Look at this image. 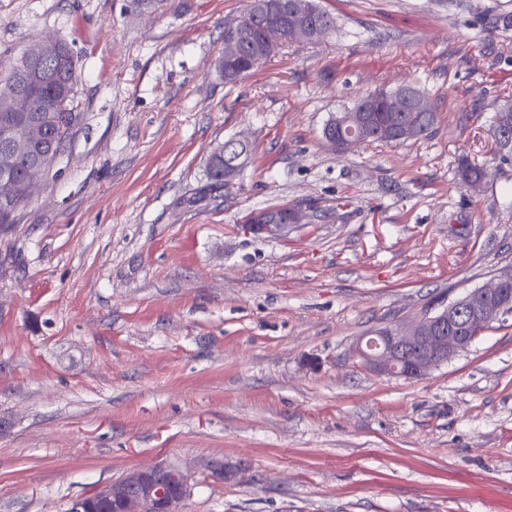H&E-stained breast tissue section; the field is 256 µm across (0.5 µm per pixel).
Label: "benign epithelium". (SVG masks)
Wrapping results in <instances>:
<instances>
[{
  "label": "benign epithelium",
  "instance_id": "1",
  "mask_svg": "<svg viewBox=\"0 0 512 512\" xmlns=\"http://www.w3.org/2000/svg\"><path fill=\"white\" fill-rule=\"evenodd\" d=\"M395 99L411 104L413 112L431 108L412 85L404 84ZM512 104L503 102L496 116L501 151L512 152V136L506 118ZM57 155L44 150L33 159L25 178L26 193H31L38 177L54 165ZM288 215L255 212L241 229L254 235H278L288 228ZM512 283V271L502 273L490 283L475 288L451 302L448 307L425 315L406 326H393L375 332L358 346V352L370 368L405 378H421L438 366L466 351L482 334L512 314V299H503L502 285ZM189 492V477L179 466L162 463L130 471L118 479L99 485L91 494L75 500L76 512H93L102 505L113 512H181Z\"/></svg>",
  "mask_w": 512,
  "mask_h": 512
}]
</instances>
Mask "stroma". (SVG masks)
Masks as SVG:
<instances>
[{
	"instance_id": "35a3bbf8",
	"label": "stroma",
	"mask_w": 512,
	"mask_h": 512,
	"mask_svg": "<svg viewBox=\"0 0 512 512\" xmlns=\"http://www.w3.org/2000/svg\"><path fill=\"white\" fill-rule=\"evenodd\" d=\"M247 2L0 0V60L66 42L84 114L0 227V512H67L162 462L190 475L183 512H512V320L422 378L357 352L512 268V159L491 153L512 0H316L334 32L228 83ZM404 83L431 136L324 143ZM236 134L250 162L212 188ZM284 204L307 220L242 231ZM230 137L227 140L224 141V151L226 150V154H223L222 147L220 146L217 148L209 157L208 163H207V175L208 178L212 181V185L215 187H222V179L224 177V181L230 182L234 180V172L232 169H226L224 170V164H225V155L227 158V162H231L235 158L238 157V155L245 153V159L240 164L239 170L237 172V175L240 174L242 169L245 167L247 160L249 159L251 153H252V144L248 140H246L244 143L239 142L236 140L237 138ZM236 175V176H237ZM239 176V175H238ZM251 215V216H250ZM250 216V224H246ZM245 224L241 225L244 232L254 235H279L292 221L288 219V214H278L274 212H252L245 217Z\"/></svg>"
}]
</instances>
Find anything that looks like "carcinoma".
Returning a JSON list of instances; mask_svg holds the SVG:
<instances>
[{
	"label": "carcinoma",
	"mask_w": 512,
	"mask_h": 512,
	"mask_svg": "<svg viewBox=\"0 0 512 512\" xmlns=\"http://www.w3.org/2000/svg\"><path fill=\"white\" fill-rule=\"evenodd\" d=\"M302 9L315 14V18L322 21V36H327L336 29L335 18L320 8L315 0H299ZM264 0H249V4L241 17L235 23L224 27V34L234 36L241 42L239 56L230 73L224 75L228 83L237 81L240 77L254 67L269 60L274 51L269 49L270 43L280 47L291 41V30L288 25L279 27L269 25L264 16ZM54 58L47 64L46 78L43 80V89L40 93H31L15 99V112H0V125L6 121L22 124L29 116H36L40 127L54 136L56 149L64 151L70 144L73 130L81 123L83 114L76 111L74 105L75 87L77 79L72 77L70 59L73 54L69 46L57 41ZM29 68L26 54H21L8 66L0 68V91L9 89L16 91L24 81V70ZM388 92L378 91L371 93L375 97V107L370 112H359L357 107L345 111L350 122L336 129L337 139L359 140V143H384L399 145L410 140H419L428 137L436 122V112H392L388 109ZM413 128V133L407 137L399 138V131L404 128ZM251 155L252 144L249 141L239 142L234 137L224 141V147L217 148L209 157L207 175L215 187H222L224 177V164L232 161L240 154ZM29 152L23 147L15 149L14 168L12 179L18 183L26 174ZM457 173L460 179L468 185L479 181L483 176V167L463 159L459 162ZM23 188L17 186L6 191L0 185V225L11 223L12 214L23 203Z\"/></svg>",
	"instance_id": "cac0c4a2"
}]
</instances>
